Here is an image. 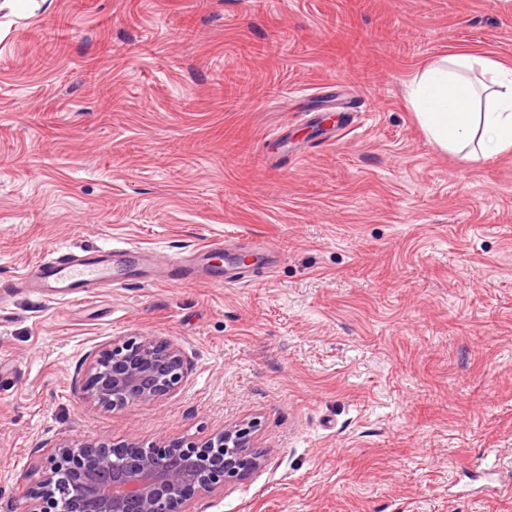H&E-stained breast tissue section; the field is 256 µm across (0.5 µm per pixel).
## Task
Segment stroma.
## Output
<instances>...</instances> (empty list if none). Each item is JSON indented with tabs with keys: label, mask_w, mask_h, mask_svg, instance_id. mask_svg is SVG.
Here are the masks:
<instances>
[{
	"label": "stroma",
	"mask_w": 512,
	"mask_h": 512,
	"mask_svg": "<svg viewBox=\"0 0 512 512\" xmlns=\"http://www.w3.org/2000/svg\"><path fill=\"white\" fill-rule=\"evenodd\" d=\"M460 47L512 59V0H0V283L112 243L249 262L0 296V512L61 439L247 422L266 468L194 512H512L476 493L512 482V155L442 152L405 103ZM119 336L176 344L182 384L85 400ZM224 246V242L222 241H213L206 245H203L195 250V252H200L203 260L206 261L207 265V276L206 280L213 285L224 286L225 283H233L241 279L242 272L240 271V263L236 260L228 259L224 262V267L214 266L211 263V249L222 248ZM154 266V265H153ZM169 284H184L194 280L192 273L184 267V257L172 259L162 266H154Z\"/></svg>",
	"instance_id": "35a3bbf8"
}]
</instances>
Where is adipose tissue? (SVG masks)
Wrapping results in <instances>:
<instances>
[{"label": "adipose tissue", "instance_id": "adipose-tissue-1", "mask_svg": "<svg viewBox=\"0 0 512 512\" xmlns=\"http://www.w3.org/2000/svg\"><path fill=\"white\" fill-rule=\"evenodd\" d=\"M407 109L439 150L468 160L512 154V63L467 48L423 61Z\"/></svg>", "mask_w": 512, "mask_h": 512}]
</instances>
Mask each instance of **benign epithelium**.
<instances>
[{
  "label": "benign epithelium",
  "mask_w": 512,
  "mask_h": 512,
  "mask_svg": "<svg viewBox=\"0 0 512 512\" xmlns=\"http://www.w3.org/2000/svg\"><path fill=\"white\" fill-rule=\"evenodd\" d=\"M186 371L183 353L171 341L118 337L93 353L82 391L91 403L119 409L169 394ZM265 465L250 425L224 427L202 443L151 448L63 439L34 473L27 512H190L199 499Z\"/></svg>",
  "instance_id": "benign-epithelium-1"
}]
</instances>
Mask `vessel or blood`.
Wrapping results in <instances>:
<instances>
[{
  "instance_id": "vessel-or-blood-1",
  "label": "vessel or blood",
  "mask_w": 512,
  "mask_h": 512,
  "mask_svg": "<svg viewBox=\"0 0 512 512\" xmlns=\"http://www.w3.org/2000/svg\"><path fill=\"white\" fill-rule=\"evenodd\" d=\"M141 258V252L133 248L109 247L93 255L57 250L36 262L32 273L21 274L18 282L46 297L83 301L97 289L140 281ZM158 271L170 284H184L193 279L180 258L167 261ZM240 277V264L233 259L227 260L224 266L207 268V281L217 286L236 282Z\"/></svg>"
}]
</instances>
